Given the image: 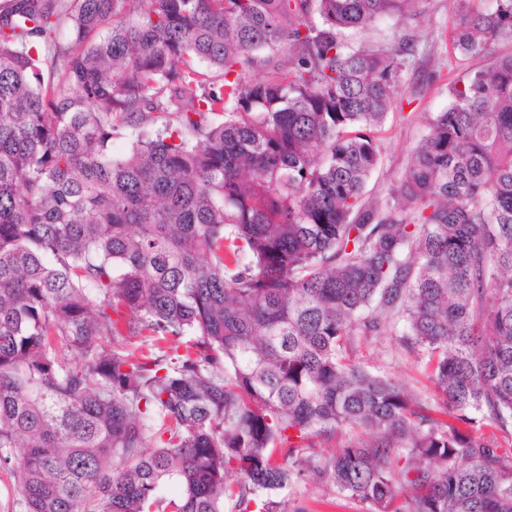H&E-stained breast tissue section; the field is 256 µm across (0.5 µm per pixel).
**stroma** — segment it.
I'll return each instance as SVG.
<instances>
[{
  "instance_id": "stroma-1",
  "label": "stroma",
  "mask_w": 512,
  "mask_h": 512,
  "mask_svg": "<svg viewBox=\"0 0 512 512\" xmlns=\"http://www.w3.org/2000/svg\"><path fill=\"white\" fill-rule=\"evenodd\" d=\"M455 0H424L416 16L402 21L379 20L370 28L349 31L347 42L398 48L403 39L414 42L400 73L398 101L375 131L381 161L373 174L367 200H384L419 142L428 134L431 119L447 109L451 86L462 85L488 63L484 57L455 54L451 44ZM367 369L404 384L428 407H436L434 387L425 371L426 357L408 352L392 331L372 337L361 349ZM283 512L304 507L306 512H368L367 505L324 485L300 484L279 495Z\"/></svg>"
}]
</instances>
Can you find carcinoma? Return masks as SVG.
Here are the masks:
<instances>
[{
    "label": "carcinoma",
    "instance_id": "obj_1",
    "mask_svg": "<svg viewBox=\"0 0 512 512\" xmlns=\"http://www.w3.org/2000/svg\"><path fill=\"white\" fill-rule=\"evenodd\" d=\"M421 2L0 4V471L23 512H280L306 482L512 512V448L472 417L512 427V0H459L454 51L491 62L364 200L407 47L341 34ZM117 118L143 131L118 159ZM388 326L455 423L358 360Z\"/></svg>",
    "mask_w": 512,
    "mask_h": 512
}]
</instances>
